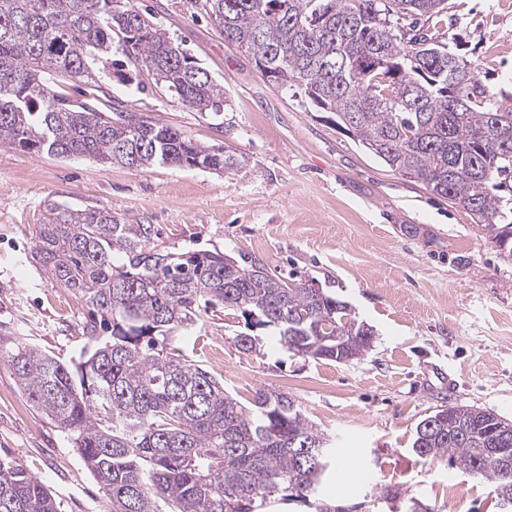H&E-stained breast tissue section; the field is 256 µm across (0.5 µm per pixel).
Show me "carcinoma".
Wrapping results in <instances>:
<instances>
[{"instance_id":"carcinoma-1","label":"carcinoma","mask_w":512,"mask_h":512,"mask_svg":"<svg viewBox=\"0 0 512 512\" xmlns=\"http://www.w3.org/2000/svg\"><path fill=\"white\" fill-rule=\"evenodd\" d=\"M224 42L296 87L392 171L462 207L492 240L512 242V111L448 56L425 22L447 0H205ZM157 84L198 112H218L224 86L128 0H0V144L57 158L89 157L146 169L210 170L241 164L184 131L108 102L70 101L54 81L112 79V35ZM269 54L260 64L256 50ZM151 224H126L104 208L50 204L35 227L44 270L84 299L87 345L67 364L53 353L0 338V357L38 412L70 437L103 486L109 512H265L272 503L321 499L332 465L327 439L285 393L258 390L243 405L172 343L200 307L239 311L271 328L298 357L349 363L374 331L335 295L287 281L260 261L220 251L170 253ZM255 354L263 337L239 333ZM504 421L480 408L448 407L421 420L411 451L441 456L493 482L512 512V476L490 451ZM403 512H431L389 489ZM0 512H61L49 486L0 456Z\"/></svg>"}]
</instances>
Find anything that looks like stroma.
<instances>
[{"label":"stroma","instance_id":"35a3bbf8","mask_svg":"<svg viewBox=\"0 0 512 512\" xmlns=\"http://www.w3.org/2000/svg\"><path fill=\"white\" fill-rule=\"evenodd\" d=\"M133 4L223 84L224 107L203 114L171 98L117 41L107 99L245 163L136 170L0 146V336L65 361L86 342L84 301L35 259L34 226L53 202L154 225L155 245L169 252L261 261L347 302L372 326V349L342 364L269 339L246 355L233 343L243 317L217 311L176 341L178 353L242 403L260 389L295 399L346 462L350 479L324 488L344 512H378L376 497L394 486L436 512H500L492 483L410 446L418 422L450 406L512 419V253L461 207L362 149L299 89L269 83L195 0ZM443 31L448 50L512 110V0H448ZM0 455L48 485L61 512H108L70 438L31 406L1 359Z\"/></svg>","mask_w":512,"mask_h":512}]
</instances>
